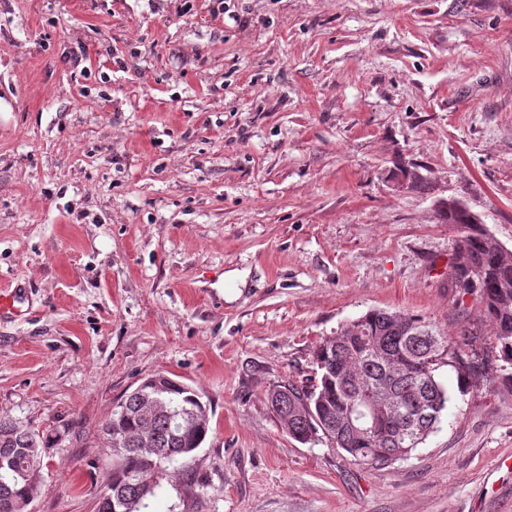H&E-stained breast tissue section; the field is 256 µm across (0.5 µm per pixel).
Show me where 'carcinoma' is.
<instances>
[{
    "label": "carcinoma",
    "instance_id": "obj_1",
    "mask_svg": "<svg viewBox=\"0 0 512 512\" xmlns=\"http://www.w3.org/2000/svg\"><path fill=\"white\" fill-rule=\"evenodd\" d=\"M448 223L468 229L458 249L469 261L465 290L481 293L488 336L498 349L500 360L512 367V267L496 265L485 232L468 224L462 216L448 217ZM510 287L504 288L502 284ZM356 331L341 327L335 340H326L314 351L313 375L302 385H284L277 415L283 428L303 443L328 441L324 430L358 464L382 465L408 456L438 429L451 396L439 375L448 366L457 375L481 370L475 359L448 340L430 322L413 315L394 319V312L374 309L356 319ZM436 336L446 356L432 363L427 337ZM401 357L428 367L429 377L405 369L395 375L391 361ZM367 387L388 390L400 401L408 420L407 434L378 441L370 434H357L339 424L349 410L351 398ZM158 413L143 412L140 390L119 402L102 424L103 438L112 448V468L99 491L98 512H142L156 495L166 465H190L205 441L209 427L191 428V419L202 410L199 395L189 385L168 382L157 393ZM306 402L299 412L295 404ZM50 435L9 418H0V457L11 464L0 466V512H24L29 484L41 483L43 453Z\"/></svg>",
    "mask_w": 512,
    "mask_h": 512
}]
</instances>
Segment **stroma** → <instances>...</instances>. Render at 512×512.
<instances>
[{
	"mask_svg": "<svg viewBox=\"0 0 512 512\" xmlns=\"http://www.w3.org/2000/svg\"><path fill=\"white\" fill-rule=\"evenodd\" d=\"M226 6L0 0V417L57 435L31 512H97L100 427L160 372L210 430L150 512H512V385L443 219L459 200L512 251V0ZM375 308L486 370H442L438 430L371 467L268 394Z\"/></svg>",
	"mask_w": 512,
	"mask_h": 512,
	"instance_id": "obj_1",
	"label": "stroma"
}]
</instances>
